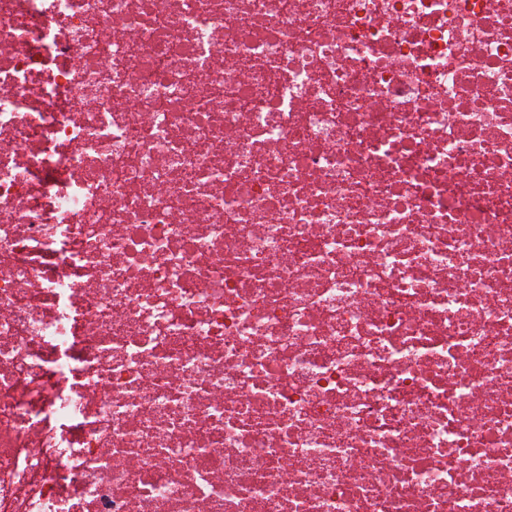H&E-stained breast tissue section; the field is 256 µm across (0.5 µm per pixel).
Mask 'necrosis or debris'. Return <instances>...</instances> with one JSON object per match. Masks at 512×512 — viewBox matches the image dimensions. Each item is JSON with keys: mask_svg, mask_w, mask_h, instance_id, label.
<instances>
[{"mask_svg": "<svg viewBox=\"0 0 512 512\" xmlns=\"http://www.w3.org/2000/svg\"><path fill=\"white\" fill-rule=\"evenodd\" d=\"M0 512H512V0H0Z\"/></svg>", "mask_w": 512, "mask_h": 512, "instance_id": "obj_1", "label": "necrosis or debris"}]
</instances>
